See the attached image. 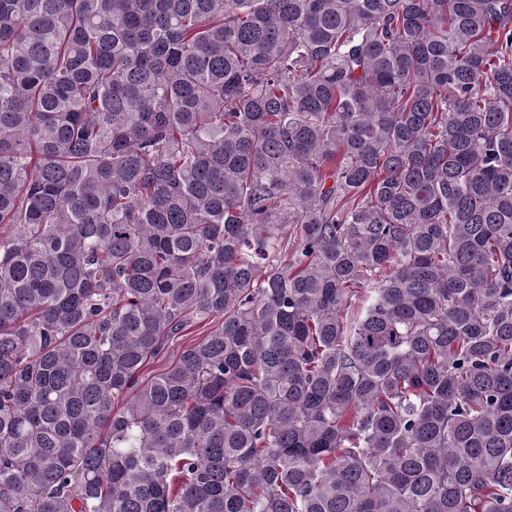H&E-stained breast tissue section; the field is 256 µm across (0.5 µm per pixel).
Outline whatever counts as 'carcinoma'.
I'll return each mask as SVG.
<instances>
[{"instance_id":"cac0c4a2","label":"carcinoma","mask_w":512,"mask_h":512,"mask_svg":"<svg viewBox=\"0 0 512 512\" xmlns=\"http://www.w3.org/2000/svg\"><path fill=\"white\" fill-rule=\"evenodd\" d=\"M0 512H512V0H0Z\"/></svg>"}]
</instances>
